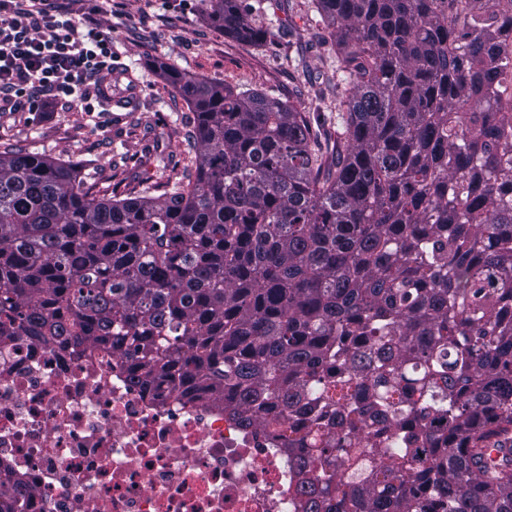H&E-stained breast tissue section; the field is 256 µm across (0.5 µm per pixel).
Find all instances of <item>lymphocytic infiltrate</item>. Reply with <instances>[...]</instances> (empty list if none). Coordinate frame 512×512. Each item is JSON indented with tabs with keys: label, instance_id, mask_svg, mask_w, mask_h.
I'll list each match as a JSON object with an SVG mask.
<instances>
[{
	"label": "lymphocytic infiltrate",
	"instance_id": "lymphocytic-infiltrate-1",
	"mask_svg": "<svg viewBox=\"0 0 512 512\" xmlns=\"http://www.w3.org/2000/svg\"><path fill=\"white\" fill-rule=\"evenodd\" d=\"M111 67V28L58 18L50 0H0V109L29 90L43 93L44 112L58 99L88 108L96 77Z\"/></svg>",
	"mask_w": 512,
	"mask_h": 512
}]
</instances>
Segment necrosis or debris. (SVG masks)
Instances as JSON below:
<instances>
[{
    "mask_svg": "<svg viewBox=\"0 0 512 512\" xmlns=\"http://www.w3.org/2000/svg\"><path fill=\"white\" fill-rule=\"evenodd\" d=\"M25 512H299L277 431L137 387L88 342L0 338V480Z\"/></svg>",
    "mask_w": 512,
    "mask_h": 512,
    "instance_id": "obj_1",
    "label": "necrosis or debris"
}]
</instances>
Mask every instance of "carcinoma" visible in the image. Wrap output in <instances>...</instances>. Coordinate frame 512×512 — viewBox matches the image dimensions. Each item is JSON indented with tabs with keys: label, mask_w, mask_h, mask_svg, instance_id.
Instances as JSON below:
<instances>
[{
	"label": "carcinoma",
	"mask_w": 512,
	"mask_h": 512,
	"mask_svg": "<svg viewBox=\"0 0 512 512\" xmlns=\"http://www.w3.org/2000/svg\"><path fill=\"white\" fill-rule=\"evenodd\" d=\"M202 2L267 42L247 0ZM311 4L348 93L331 146L171 66L194 178L101 197L0 153V337H85L275 426L301 512H512V0Z\"/></svg>",
	"instance_id": "carcinoma-1"
}]
</instances>
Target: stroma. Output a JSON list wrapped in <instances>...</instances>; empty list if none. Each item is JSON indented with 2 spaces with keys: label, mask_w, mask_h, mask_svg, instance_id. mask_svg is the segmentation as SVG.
<instances>
[{
  "label": "stroma",
  "mask_w": 512,
  "mask_h": 512,
  "mask_svg": "<svg viewBox=\"0 0 512 512\" xmlns=\"http://www.w3.org/2000/svg\"><path fill=\"white\" fill-rule=\"evenodd\" d=\"M270 35L252 48L225 37L202 0H114L111 13L89 22L112 27V70L138 88L128 104L92 99L88 112H0V152L24 150L79 164L83 176L117 192L167 183L195 171L186 150L192 111L159 71L160 65L224 83L255 88L296 107L319 109L321 143L336 138L342 97L326 81L335 57L328 32L309 24L307 0H262Z\"/></svg>",
  "instance_id": "1"
}]
</instances>
